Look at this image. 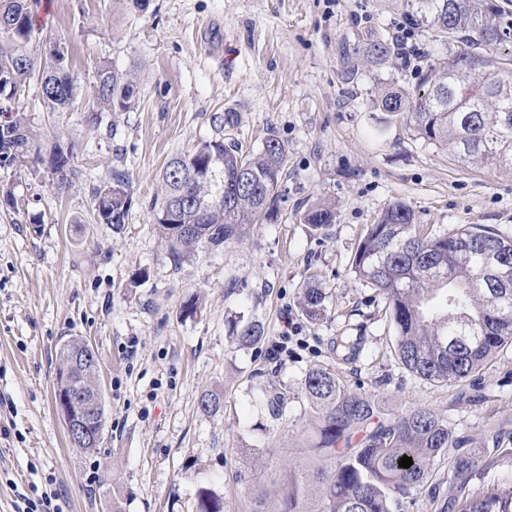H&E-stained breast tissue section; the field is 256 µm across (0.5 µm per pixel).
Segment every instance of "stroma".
<instances>
[{"mask_svg": "<svg viewBox=\"0 0 512 512\" xmlns=\"http://www.w3.org/2000/svg\"><path fill=\"white\" fill-rule=\"evenodd\" d=\"M28 46L44 61L62 43L77 78L70 109L54 112L32 75L16 100L43 152L69 151L82 173L61 191L42 165L0 167V512L52 490L60 512H195L199 488L224 512H252V473L271 474L299 454L306 424L304 378L329 367L383 413L425 405L470 447L512 434V347L481 372V388L420 379L398 361L382 295L351 270L364 225L401 200L438 233L483 224L512 233V173L461 165L420 139L403 115L370 106L391 67L362 65L343 79L344 47L367 29L402 25L394 0H39ZM135 74L126 112L99 111L100 66ZM238 115L225 138L243 152L268 136L288 149L273 220L243 239L173 260L152 206L169 159L210 140L212 120ZM130 179L121 229L98 223L93 196L111 167ZM335 205L321 234L302 221L315 202ZM327 315L301 310L311 274ZM260 321L265 338L242 346L233 321ZM361 351L338 361L341 332ZM72 337L99 356L106 401L103 438L73 446L56 404L59 348ZM224 397L204 414L203 392ZM285 396L282 419L267 397ZM448 462L404 512H441Z\"/></svg>", "mask_w": 512, "mask_h": 512, "instance_id": "obj_1", "label": "stroma"}]
</instances>
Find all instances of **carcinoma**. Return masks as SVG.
<instances>
[{"mask_svg": "<svg viewBox=\"0 0 512 512\" xmlns=\"http://www.w3.org/2000/svg\"><path fill=\"white\" fill-rule=\"evenodd\" d=\"M402 2L407 32L428 27L435 40L460 47L416 66L411 81L381 84L373 106L406 115L420 138L463 164L512 172V13L499 0ZM34 31L30 0H0V72L17 76L14 99L36 68L26 51ZM344 56L348 83L358 80L360 57L375 65L395 58L402 69L411 58H422L415 44L374 30ZM41 82L52 109L69 107L77 79L65 54L43 65ZM135 90L127 74L107 66L96 73V100L104 111H128ZM9 113L7 121L0 120V155L20 169L41 159V146L25 113L13 105ZM236 123L234 112L214 117L215 136L174 157L163 171L156 226L175 259L238 239L278 212L286 146L271 135L259 152L244 154L236 142L224 139V130ZM50 156L60 159L57 171L65 187L80 181L82 172L71 156L57 147ZM110 173L95 193L94 210L100 223L119 229L132 197L126 172L114 167ZM302 219L321 233L335 223L336 212L316 202ZM351 269L385 299L397 331L396 357L421 379L475 386L485 362L512 345V275L500 278V271L512 272V236L482 224L432 234L412 206L395 201L365 225ZM325 299L312 278L304 290L305 315L323 318ZM230 332L238 344L251 346L264 339L265 329L251 320L232 323ZM357 349L351 336L333 341V350L344 360ZM304 392L309 411L302 448L317 463H288L270 479L255 477L253 512H394L427 482L435 460L444 455L450 512H512V494L482 483L489 468L512 461V448L460 452L464 441L433 409L413 406L386 416L372 397L350 389L328 367L306 373ZM221 405L219 394L210 391L199 400L207 415ZM405 455L413 461L407 469L399 466ZM196 512H224V499L203 487Z\"/></svg>", "mask_w": 512, "mask_h": 512, "instance_id": "carcinoma-1", "label": "carcinoma"}]
</instances>
